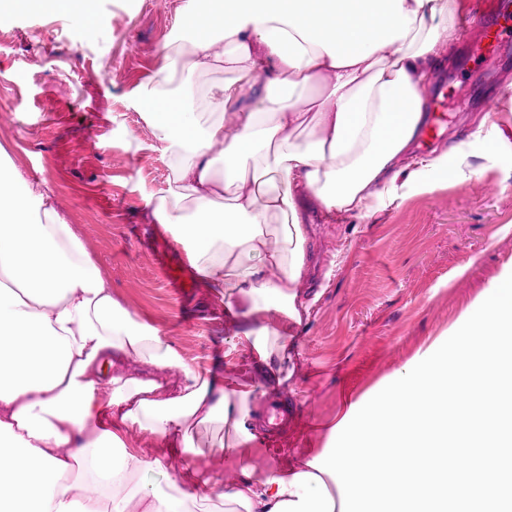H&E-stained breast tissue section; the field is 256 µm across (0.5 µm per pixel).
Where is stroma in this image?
Listing matches in <instances>:
<instances>
[{"label":"stroma","mask_w":512,"mask_h":512,"mask_svg":"<svg viewBox=\"0 0 512 512\" xmlns=\"http://www.w3.org/2000/svg\"><path fill=\"white\" fill-rule=\"evenodd\" d=\"M192 0H95L77 20L50 12L0 11L1 161L39 184L87 246L112 296L159 328L188 366L219 378L267 385L232 335L218 289L170 288L147 240L158 224L152 202L172 165L137 97L165 67L167 44L189 45L180 21ZM474 31L458 39L437 71L448 83L447 121L414 151L448 155L447 172L407 179L363 219H328L310 208V273L291 326L294 375L277 394L295 419L266 438L263 403L247 423L259 471L297 469L331 452L329 429L348 403H367L458 330L512 274V44L462 71ZM497 149H490V142ZM128 447L171 466L194 456L138 427Z\"/></svg>","instance_id":"35a3bbf8"}]
</instances>
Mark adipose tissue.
<instances>
[{
    "instance_id": "1",
    "label": "adipose tissue",
    "mask_w": 512,
    "mask_h": 512,
    "mask_svg": "<svg viewBox=\"0 0 512 512\" xmlns=\"http://www.w3.org/2000/svg\"><path fill=\"white\" fill-rule=\"evenodd\" d=\"M464 9L465 0H197L190 53L170 48L167 69L144 87L174 161L153 215L239 309L238 337L276 385L293 370L283 326L301 321L305 201L331 219L372 213L420 136L431 71ZM183 62L234 74L207 123L194 95L167 90ZM311 84L320 92L309 99L301 90ZM49 200L0 164V447L10 450L0 455V512H340L334 479L308 465L259 479L249 464L224 488L127 448L135 425L198 457L246 456L259 394L185 365L121 306ZM131 358L157 376L116 371ZM169 368L178 381L162 378ZM148 471L166 474L168 493L131 487Z\"/></svg>"
}]
</instances>
